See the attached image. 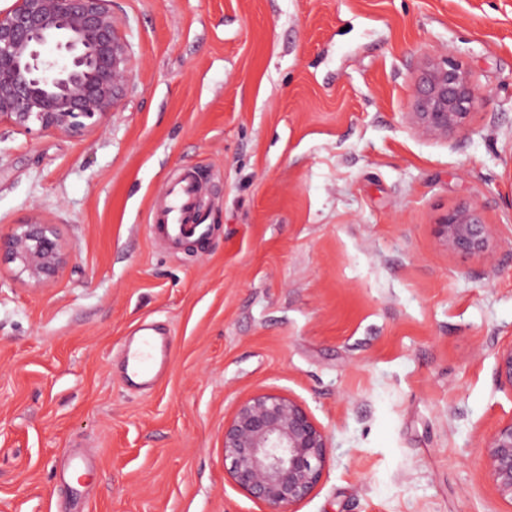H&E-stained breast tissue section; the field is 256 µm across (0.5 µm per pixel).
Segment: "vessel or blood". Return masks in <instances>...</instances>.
<instances>
[{
	"instance_id": "vessel-or-blood-1",
	"label": "vessel or blood",
	"mask_w": 512,
	"mask_h": 512,
	"mask_svg": "<svg viewBox=\"0 0 512 512\" xmlns=\"http://www.w3.org/2000/svg\"><path fill=\"white\" fill-rule=\"evenodd\" d=\"M201 182L185 170L166 187V202L151 214L153 228L172 244L209 236L211 226L200 207ZM124 382L150 391L164 378L169 364V334L152 325L139 326L120 347Z\"/></svg>"
}]
</instances>
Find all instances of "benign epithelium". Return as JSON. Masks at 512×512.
Segmentation results:
<instances>
[{"mask_svg":"<svg viewBox=\"0 0 512 512\" xmlns=\"http://www.w3.org/2000/svg\"><path fill=\"white\" fill-rule=\"evenodd\" d=\"M129 62L112 0H14L0 9V122L80 135L114 112ZM487 97L460 61L425 54L414 69L404 119L418 135L446 143L469 131L473 111ZM436 237L452 253L496 265L490 224L474 203L443 215ZM2 255L34 286L54 279L62 264L53 225L38 214L0 236ZM495 376L512 388V345L497 352ZM327 448L326 432L307 409L279 394L251 396L224 424L230 477L265 512H297L321 479ZM484 448L496 490L512 501V419L485 437Z\"/></svg>","mask_w":512,"mask_h":512,"instance_id":"benign-epithelium-1","label":"benign epithelium"}]
</instances>
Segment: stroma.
I'll list each match as a JSON object with an SVG mask.
<instances>
[{
	"instance_id": "obj_1",
	"label": "stroma",
	"mask_w": 512,
	"mask_h": 512,
	"mask_svg": "<svg viewBox=\"0 0 512 512\" xmlns=\"http://www.w3.org/2000/svg\"><path fill=\"white\" fill-rule=\"evenodd\" d=\"M129 47L115 112L83 135L0 124V234L33 215L64 258L32 287L0 261V512H59V451L90 512H264L224 463L257 393L301 402L330 446L297 512H512L485 436L512 419V0H113ZM459 58L488 91L471 131L414 134L413 69ZM194 167L213 231L149 227ZM476 202L496 268L435 239ZM171 331L129 390L118 348ZM119 352L124 383L139 391H151L167 372L169 333L143 324L124 341Z\"/></svg>"
}]
</instances>
